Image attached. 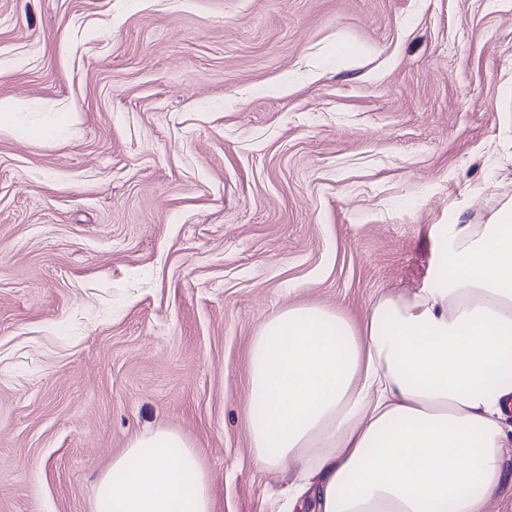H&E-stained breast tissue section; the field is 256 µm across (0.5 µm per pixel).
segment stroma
Here are the masks:
<instances>
[{
	"label": "stroma",
	"instance_id": "obj_1",
	"mask_svg": "<svg viewBox=\"0 0 512 512\" xmlns=\"http://www.w3.org/2000/svg\"><path fill=\"white\" fill-rule=\"evenodd\" d=\"M1 99L0 512H97L160 428L275 512L258 328L363 324L512 207V0H0Z\"/></svg>",
	"mask_w": 512,
	"mask_h": 512
}]
</instances>
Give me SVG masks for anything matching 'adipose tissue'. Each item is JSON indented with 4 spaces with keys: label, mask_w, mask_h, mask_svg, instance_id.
Returning <instances> with one entry per match:
<instances>
[{
    "label": "adipose tissue",
    "mask_w": 512,
    "mask_h": 512,
    "mask_svg": "<svg viewBox=\"0 0 512 512\" xmlns=\"http://www.w3.org/2000/svg\"><path fill=\"white\" fill-rule=\"evenodd\" d=\"M263 469L296 471L318 512H484L512 447V210L440 243L433 285L386 296L363 327L328 307L269 317L248 354ZM109 512H215L209 473L178 432L132 439L97 485Z\"/></svg>",
    "instance_id": "1"
}]
</instances>
